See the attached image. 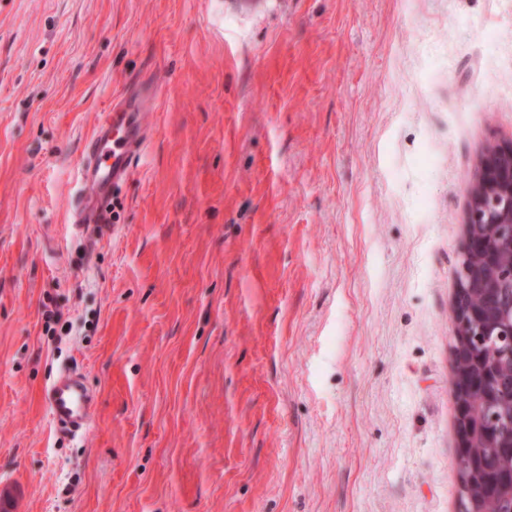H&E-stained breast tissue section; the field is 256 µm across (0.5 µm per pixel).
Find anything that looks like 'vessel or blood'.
<instances>
[{
    "instance_id": "vessel-or-blood-1",
    "label": "vessel or blood",
    "mask_w": 512,
    "mask_h": 512,
    "mask_svg": "<svg viewBox=\"0 0 512 512\" xmlns=\"http://www.w3.org/2000/svg\"><path fill=\"white\" fill-rule=\"evenodd\" d=\"M146 141L140 107L133 101L119 105L116 113L97 125L81 160V177L97 191L101 201L93 207H78L74 215L77 227L107 229L112 189L129 177L133 160L144 150ZM42 399L56 427L72 434L88 429L98 405L96 394L81 375L70 370L56 375L44 389Z\"/></svg>"
}]
</instances>
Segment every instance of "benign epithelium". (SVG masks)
<instances>
[{
  "label": "benign epithelium",
  "mask_w": 512,
  "mask_h": 512,
  "mask_svg": "<svg viewBox=\"0 0 512 512\" xmlns=\"http://www.w3.org/2000/svg\"><path fill=\"white\" fill-rule=\"evenodd\" d=\"M504 245L512 251V142L487 149L468 193L451 364H477L481 377L470 379L452 369L459 439L456 464L467 481L458 512H481L478 501L487 492L512 505V468L499 464L512 458V394L504 398L496 390L498 370L512 371V300L496 308L460 304L462 295L475 291L512 293V260H505ZM477 391L485 401V414L479 416L469 406V395Z\"/></svg>",
  "instance_id": "obj_1"
}]
</instances>
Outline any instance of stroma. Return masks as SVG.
<instances>
[{"instance_id":"1","label":"stroma","mask_w":512,"mask_h":512,"mask_svg":"<svg viewBox=\"0 0 512 512\" xmlns=\"http://www.w3.org/2000/svg\"><path fill=\"white\" fill-rule=\"evenodd\" d=\"M132 92L93 239L82 151ZM509 141L512 0H0L13 512H456L448 311ZM67 369L75 437L42 402ZM140 106L126 101L118 106L119 112L105 116L97 125L81 160V177L89 183L101 197V202L93 207L83 203L74 215V224L99 234L111 223V210L108 199L112 187L126 180L132 171L134 158L146 146V133L141 122ZM96 233V232H94ZM42 399L56 427L72 434L88 429L98 405L96 394L81 375L70 370L56 375L44 389Z\"/></svg>"}]
</instances>
